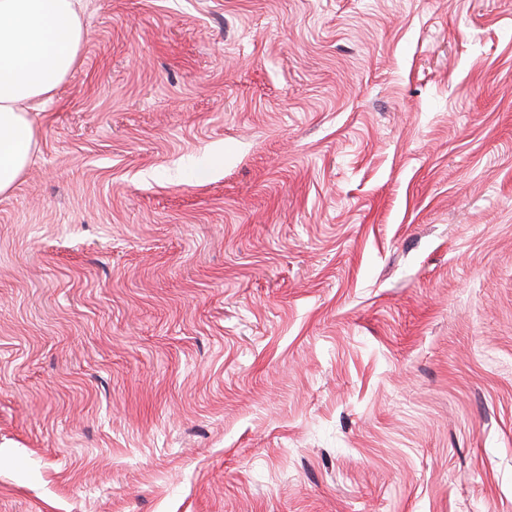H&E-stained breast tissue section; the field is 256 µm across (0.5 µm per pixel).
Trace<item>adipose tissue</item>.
I'll return each instance as SVG.
<instances>
[{"label":"adipose tissue","mask_w":512,"mask_h":512,"mask_svg":"<svg viewBox=\"0 0 512 512\" xmlns=\"http://www.w3.org/2000/svg\"><path fill=\"white\" fill-rule=\"evenodd\" d=\"M83 0H0V195L25 172L36 145L29 117L78 64Z\"/></svg>","instance_id":"obj_1"}]
</instances>
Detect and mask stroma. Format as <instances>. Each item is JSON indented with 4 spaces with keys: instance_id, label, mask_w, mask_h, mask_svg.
Returning <instances> with one entry per match:
<instances>
[{
    "instance_id": "1",
    "label": "stroma",
    "mask_w": 512,
    "mask_h": 512,
    "mask_svg": "<svg viewBox=\"0 0 512 512\" xmlns=\"http://www.w3.org/2000/svg\"><path fill=\"white\" fill-rule=\"evenodd\" d=\"M84 4L0 512H512V0Z\"/></svg>"
}]
</instances>
